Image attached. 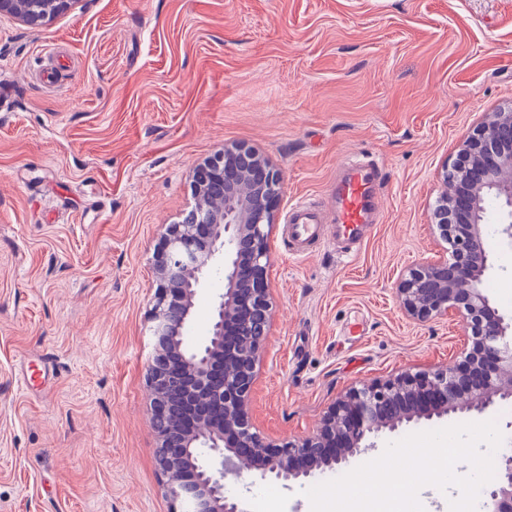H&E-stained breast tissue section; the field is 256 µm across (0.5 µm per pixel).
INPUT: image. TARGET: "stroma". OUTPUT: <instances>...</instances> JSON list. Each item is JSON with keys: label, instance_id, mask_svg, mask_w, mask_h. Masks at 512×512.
<instances>
[{"label": "stroma", "instance_id": "1", "mask_svg": "<svg viewBox=\"0 0 512 512\" xmlns=\"http://www.w3.org/2000/svg\"><path fill=\"white\" fill-rule=\"evenodd\" d=\"M0 512H171L147 369L166 225L195 167L244 144L279 169L271 330L257 432L311 433L350 387L459 360L457 317L419 322L395 289L447 255L430 216L485 113L512 107V0H77L39 28L0 17ZM383 172L382 222L351 254L289 256L295 204L343 163ZM487 294L512 315V244L491 237ZM224 276L206 275L188 341ZM46 376L22 384L33 364ZM414 426L289 486L227 480L263 512H312L309 483L380 456Z\"/></svg>", "mask_w": 512, "mask_h": 512}]
</instances>
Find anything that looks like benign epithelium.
<instances>
[{
    "instance_id": "1",
    "label": "benign epithelium",
    "mask_w": 512,
    "mask_h": 512,
    "mask_svg": "<svg viewBox=\"0 0 512 512\" xmlns=\"http://www.w3.org/2000/svg\"><path fill=\"white\" fill-rule=\"evenodd\" d=\"M77 0H0V14L37 27L69 10ZM512 129V110L489 112L462 144L449 172L432 223L448 243L449 257L408 270L396 288L406 314L425 322L448 313L461 318L468 343L452 367L402 373L350 387L310 434L276 444L253 431L250 396L267 333L252 335L258 320L269 329L271 255L281 176L258 150L236 145L196 167L193 221L166 225L153 275L158 292L152 308L154 355L147 384L157 464L172 512H248L224 495L228 477L254 471L290 481L339 465L374 447L370 439L404 423L458 412L483 414L512 402V318L492 306L483 277L492 250L486 237L487 203L510 208L512 141L497 137ZM248 155L251 167H238ZM261 175L259 199L233 194L224 208L208 202L209 185L235 184ZM224 256V293L214 307L204 342L190 348L184 331L201 279ZM485 512H512V455L496 463L486 490Z\"/></svg>"
}]
</instances>
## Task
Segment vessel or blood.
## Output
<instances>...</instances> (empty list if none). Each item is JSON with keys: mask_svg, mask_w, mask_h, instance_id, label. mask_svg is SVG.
Masks as SVG:
<instances>
[{"mask_svg": "<svg viewBox=\"0 0 512 512\" xmlns=\"http://www.w3.org/2000/svg\"><path fill=\"white\" fill-rule=\"evenodd\" d=\"M381 171L374 163L355 162L333 183L326 206L297 204L288 224V251L306 255L312 246L343 242L355 247L381 218Z\"/></svg>", "mask_w": 512, "mask_h": 512, "instance_id": "1", "label": "vessel or blood"}]
</instances>
